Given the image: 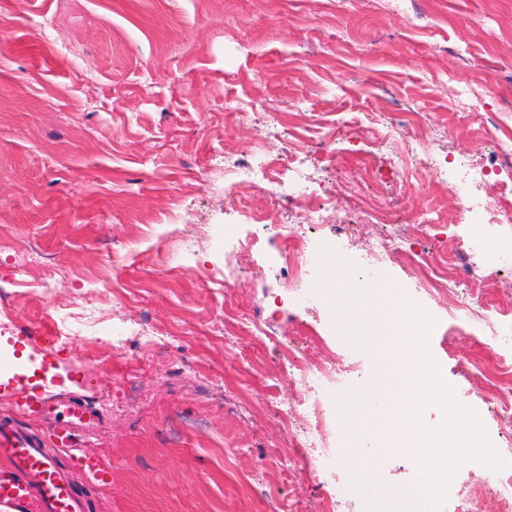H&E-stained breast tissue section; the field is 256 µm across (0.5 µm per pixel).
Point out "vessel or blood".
<instances>
[{
  "label": "vessel or blood",
  "mask_w": 512,
  "mask_h": 512,
  "mask_svg": "<svg viewBox=\"0 0 512 512\" xmlns=\"http://www.w3.org/2000/svg\"><path fill=\"white\" fill-rule=\"evenodd\" d=\"M25 406L50 424L47 436L30 432L11 417L0 418V508L7 512H89L70 475L45 452L46 445L71 451L77 468L107 479L109 467L83 442L99 415L80 401L54 394H27Z\"/></svg>",
  "instance_id": "obj_1"
}]
</instances>
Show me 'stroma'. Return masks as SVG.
I'll return each instance as SVG.
<instances>
[{"mask_svg": "<svg viewBox=\"0 0 512 512\" xmlns=\"http://www.w3.org/2000/svg\"><path fill=\"white\" fill-rule=\"evenodd\" d=\"M228 104L263 105L271 120L237 123ZM487 120L508 142L485 140ZM324 134L335 139L334 171L316 191L343 200L351 230L301 223L274 184L224 178L225 155L256 137L294 166ZM413 150L442 161L441 177L406 169ZM492 152L503 172L476 191L481 202L512 193V0H0V288L14 292L0 357L26 363L0 379V415L46 433L16 390L67 393L98 410L86 448L110 463V483L53 453L90 512H277L295 499L321 512L329 498L336 512H364L348 483L368 462L349 456L334 398L361 392L376 361L338 326L363 322L380 280L435 319L431 356L502 448L473 364L512 315L492 310L462 326L427 297L421 271L370 254L395 229L427 258L470 255L471 287L512 298V224L459 214L451 187ZM242 198L329 243L310 263L319 294L290 291ZM187 203L197 219L184 218ZM430 208L441 224L423 234ZM246 235L259 240L252 252L225 250V237ZM482 236L497 259L469 254ZM19 252L33 262L17 288ZM51 275L64 284L45 287ZM91 288L112 320L61 350L51 316ZM241 311L275 325L277 340L228 348L211 335L216 316L230 324ZM124 318L167 330L155 356L112 355L104 341ZM285 342L351 367L316 395L328 413L315 469L272 454L292 446L278 405ZM187 361L200 374L175 375Z\"/></svg>", "mask_w": 512, "mask_h": 512, "instance_id": "stroma-1", "label": "stroma"}]
</instances>
